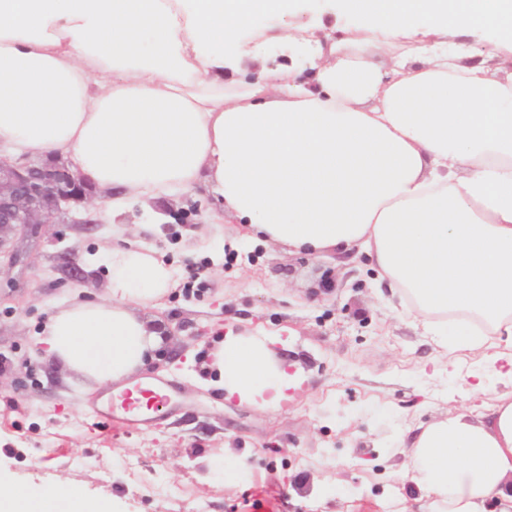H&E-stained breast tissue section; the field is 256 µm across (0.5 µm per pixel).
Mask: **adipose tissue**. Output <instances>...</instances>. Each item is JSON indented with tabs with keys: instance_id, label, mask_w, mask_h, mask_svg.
<instances>
[{
	"instance_id": "adipose-tissue-1",
	"label": "adipose tissue",
	"mask_w": 512,
	"mask_h": 512,
	"mask_svg": "<svg viewBox=\"0 0 512 512\" xmlns=\"http://www.w3.org/2000/svg\"><path fill=\"white\" fill-rule=\"evenodd\" d=\"M343 7L370 27L322 36L288 0H0V155L71 158L115 212L199 186L272 242L361 245L437 346L481 349L504 386L488 414L406 428L403 477L427 512H512V0ZM272 39L311 76L270 66ZM108 268L107 295L38 338L97 385L156 349L130 306L172 282L137 247ZM212 358L225 396L262 410L302 382L264 337L227 335ZM0 512L108 510L63 482L0 488Z\"/></svg>"
}]
</instances>
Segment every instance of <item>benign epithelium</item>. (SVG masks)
Returning <instances> with one entry per match:
<instances>
[{
    "label": "benign epithelium",
    "mask_w": 512,
    "mask_h": 512,
    "mask_svg": "<svg viewBox=\"0 0 512 512\" xmlns=\"http://www.w3.org/2000/svg\"><path fill=\"white\" fill-rule=\"evenodd\" d=\"M93 197L62 159L0 156V250L9 251V233L17 227L35 235L40 225L59 223L61 215Z\"/></svg>",
    "instance_id": "benign-epithelium-1"
}]
</instances>
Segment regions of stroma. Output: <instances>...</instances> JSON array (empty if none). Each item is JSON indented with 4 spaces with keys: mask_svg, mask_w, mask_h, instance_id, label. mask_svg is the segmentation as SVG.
<instances>
[{
    "mask_svg": "<svg viewBox=\"0 0 512 512\" xmlns=\"http://www.w3.org/2000/svg\"><path fill=\"white\" fill-rule=\"evenodd\" d=\"M299 22L325 31L364 26L338 0H294ZM218 201L193 188L137 199L102 223L46 224L22 263L0 257V478L49 489L65 481L112 512H424L421 494L399 473L401 432L458 412L477 416L502 387L478 352L434 364V346L368 253L350 262L311 257L265 240L249 225L214 223ZM150 224L139 232L141 224ZM130 245L173 271L167 294L133 312L167 331L160 351L133 378L168 382L157 421L113 432L93 411L106 387L85 384L36 346L56 305L81 288L103 295L105 263L66 274L63 249L78 259ZM266 335L303 384L278 411L224 398L211 351L226 335ZM483 376L484 393L467 396ZM237 484H224L226 456ZM138 462L160 488L141 494L127 468Z\"/></svg>",
    "mask_w": 512,
    "mask_h": 512,
    "instance_id": "obj_1",
    "label": "stroma"
}]
</instances>
